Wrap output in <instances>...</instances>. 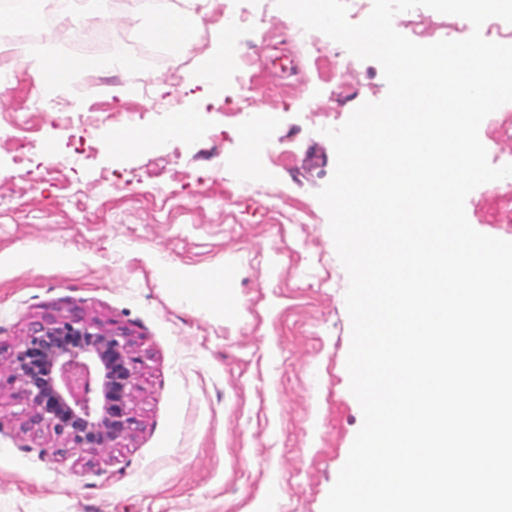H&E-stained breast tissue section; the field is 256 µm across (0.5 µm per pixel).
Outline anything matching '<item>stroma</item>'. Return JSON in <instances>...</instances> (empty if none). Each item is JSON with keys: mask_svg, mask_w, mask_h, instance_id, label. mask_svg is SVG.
Masks as SVG:
<instances>
[{"mask_svg": "<svg viewBox=\"0 0 512 512\" xmlns=\"http://www.w3.org/2000/svg\"><path fill=\"white\" fill-rule=\"evenodd\" d=\"M164 7L203 18L180 67L141 55L154 14L140 0H103L97 18L75 21L93 41L49 35L0 72L11 87L0 93V361L68 310L124 327L147 356L139 426L92 470L88 449L59 457L28 426L24 397L0 389V512H322L363 422L346 369L349 279L316 193L335 168L323 128L385 99L382 67L324 33L306 40L276 0ZM230 15L244 23L216 88L204 63L222 55ZM393 26L420 44L473 31L422 6ZM50 55L75 61L72 82L90 84L82 99H42L33 73ZM176 113L192 150L165 137L113 155L114 137ZM465 212L512 241V196L494 183ZM259 251L267 263L249 265ZM202 270L223 273V308L167 285Z\"/></svg>", "mask_w": 512, "mask_h": 512, "instance_id": "1", "label": "stroma"}]
</instances>
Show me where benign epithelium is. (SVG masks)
<instances>
[{
  "instance_id": "obj_1",
  "label": "benign epithelium",
  "mask_w": 512,
  "mask_h": 512,
  "mask_svg": "<svg viewBox=\"0 0 512 512\" xmlns=\"http://www.w3.org/2000/svg\"><path fill=\"white\" fill-rule=\"evenodd\" d=\"M145 368L124 328L68 311L35 324L9 356L10 379L31 424L69 448L105 451L135 431V392Z\"/></svg>"
}]
</instances>
